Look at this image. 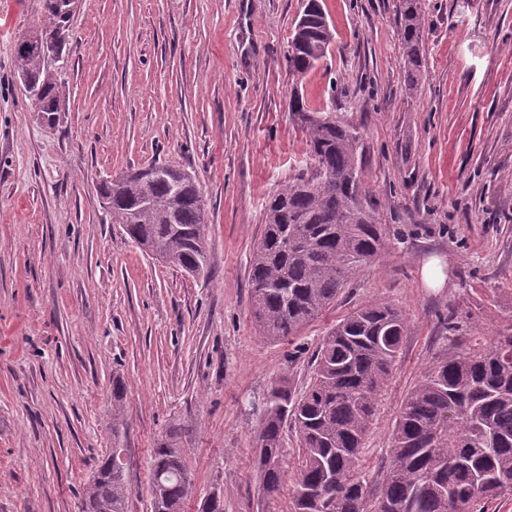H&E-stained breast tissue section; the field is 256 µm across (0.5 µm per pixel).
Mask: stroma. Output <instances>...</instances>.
Returning <instances> with one entry per match:
<instances>
[{
	"label": "stroma",
	"instance_id": "stroma-1",
	"mask_svg": "<svg viewBox=\"0 0 512 512\" xmlns=\"http://www.w3.org/2000/svg\"><path fill=\"white\" fill-rule=\"evenodd\" d=\"M303 0H74L63 110L34 112L14 44L44 0H0V512H82L112 450V381L126 387L128 512H150L151 450L170 426L192 478L224 512L263 505L254 450L270 386L310 380L325 334L386 301L406 332L365 439L376 478L399 408L426 368L512 333V0H420L425 60L409 95L400 0H323L335 40L292 76ZM361 133L366 186L389 235L300 335L258 336L249 261L270 196L305 166L288 95ZM159 161L206 204L212 271L143 254L101 207L103 179ZM439 261L445 282L422 270Z\"/></svg>",
	"mask_w": 512,
	"mask_h": 512
}]
</instances>
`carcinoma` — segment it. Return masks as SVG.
<instances>
[{"label": "carcinoma", "mask_w": 512, "mask_h": 512, "mask_svg": "<svg viewBox=\"0 0 512 512\" xmlns=\"http://www.w3.org/2000/svg\"><path fill=\"white\" fill-rule=\"evenodd\" d=\"M67 19L45 0L42 29L14 47L19 78L38 92L37 111H61L64 73L46 65L35 43ZM334 35L320 0H304L288 46V69L300 77L327 54ZM408 89L416 91L424 56L420 0H403L400 22ZM288 112L306 137L309 166L273 194L249 268L251 307L261 336H295L336 301L347 282L385 248L386 232L362 178L360 132L336 113L311 108L302 94ZM112 223L147 255L192 276L211 271L207 216L199 184L158 162L103 185ZM406 322L386 302H369L322 339L313 372L298 393L287 378L268 392L255 448L259 494L272 503L286 482L285 429L299 455L291 512H476L480 502L512 493V334L482 348L440 357L400 406L390 463L370 501L361 449L377 398L401 349ZM125 390L112 383V444L120 445ZM176 424L151 453L152 512H183L191 493ZM128 480L101 460L82 512H127ZM199 512H224L215 486Z\"/></svg>", "instance_id": "obj_1"}]
</instances>
